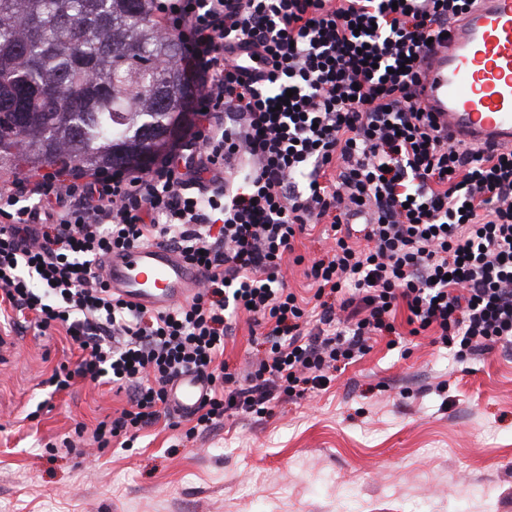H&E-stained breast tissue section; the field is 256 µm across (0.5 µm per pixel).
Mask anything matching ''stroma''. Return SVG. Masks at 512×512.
<instances>
[{
    "label": "stroma",
    "instance_id": "1",
    "mask_svg": "<svg viewBox=\"0 0 512 512\" xmlns=\"http://www.w3.org/2000/svg\"><path fill=\"white\" fill-rule=\"evenodd\" d=\"M396 326L327 390L233 416L186 438L158 422L132 449L76 437L126 408L125 394L49 379L80 351L63 331L10 333L0 347V512H512V354L468 364ZM246 318L224 347L254 357Z\"/></svg>",
    "mask_w": 512,
    "mask_h": 512
}]
</instances>
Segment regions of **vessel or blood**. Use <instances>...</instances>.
<instances>
[{"label": "vessel or blood", "mask_w": 512, "mask_h": 512, "mask_svg": "<svg viewBox=\"0 0 512 512\" xmlns=\"http://www.w3.org/2000/svg\"><path fill=\"white\" fill-rule=\"evenodd\" d=\"M419 98L462 146L512 149V0H477L448 38L430 48ZM103 276L128 302L164 309L191 297L201 278L175 252L153 244L108 255ZM204 388L181 376L170 404L181 414L200 404Z\"/></svg>", "instance_id": "obj_1"}]
</instances>
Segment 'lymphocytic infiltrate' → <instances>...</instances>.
<instances>
[{"label": "lymphocytic infiltrate", "mask_w": 512, "mask_h": 512, "mask_svg": "<svg viewBox=\"0 0 512 512\" xmlns=\"http://www.w3.org/2000/svg\"><path fill=\"white\" fill-rule=\"evenodd\" d=\"M473 2L163 0L197 86L173 154L0 186V319L78 344L56 390L80 378L125 393L98 448L132 447L186 373L207 386L193 432L265 418L395 335L401 305L457 362L512 351V149L449 142L413 92L428 39ZM319 225L336 249L312 262L304 297L283 261L303 263L294 241ZM151 243L201 273L190 300L158 311L112 292L104 258ZM241 311L265 347L243 378L223 360Z\"/></svg>", "instance_id": "f902f5d3"}]
</instances>
